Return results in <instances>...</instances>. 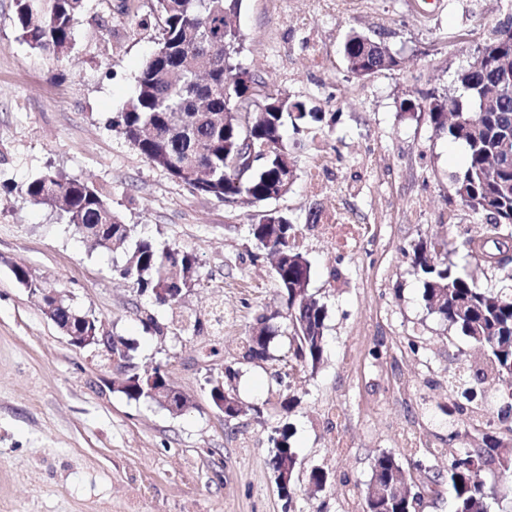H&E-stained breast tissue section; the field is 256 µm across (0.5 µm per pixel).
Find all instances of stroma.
<instances>
[{"label":"stroma","instance_id":"obj_1","mask_svg":"<svg viewBox=\"0 0 512 512\" xmlns=\"http://www.w3.org/2000/svg\"><path fill=\"white\" fill-rule=\"evenodd\" d=\"M85 0L61 55L23 40L14 0H0V512H362L358 488L379 454L446 471L465 438L448 381L485 365L467 337L423 300L413 268L419 240L460 245L484 221L455 197L451 177L466 147L436 132L403 100L454 96L458 72L493 29L512 24V0H330L311 32L294 25L309 0H243L240 62L266 91L324 112L289 134L297 179L258 207L198 193L148 162L113 128L159 38L151 0ZM381 41L402 66L354 77L342 53L348 33ZM327 66L312 65L306 38ZM324 152L336 182L307 189ZM99 189L133 239L179 247L196 259L181 304L160 306L121 277V255L94 248L60 212L26 196L45 171ZM296 224L311 265L309 292L326 311L323 359L287 371L286 305L265 253L249 232L258 209ZM367 225L357 252L333 249L313 222L332 209ZM26 267L43 286L129 347L125 364L71 344L37 295L14 279ZM205 328L194 331L191 318ZM269 326V358L237 364L232 385L245 411L225 423L209 378L251 335ZM166 370L189 399L172 414L118 391L123 366ZM471 439L512 444L501 416L512 392L486 374L473 398ZM297 455V491L284 508L269 464L275 429ZM425 449L406 453L408 433ZM328 474L308 486L312 469Z\"/></svg>","mask_w":512,"mask_h":512}]
</instances>
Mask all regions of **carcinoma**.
Returning a JSON list of instances; mask_svg holds the SVG:
<instances>
[{
	"instance_id": "1",
	"label": "carcinoma",
	"mask_w": 512,
	"mask_h": 512,
	"mask_svg": "<svg viewBox=\"0 0 512 512\" xmlns=\"http://www.w3.org/2000/svg\"><path fill=\"white\" fill-rule=\"evenodd\" d=\"M242 0H153L160 21L156 49L144 61L134 96L117 120L127 140L153 165L188 185L191 173L205 176L207 191L218 199L245 196L253 203L289 188L296 164L283 127L292 123H319L322 113L300 101L275 96L241 68L236 24ZM83 0H16V15L23 39L31 48L57 55L72 39L73 21ZM483 64L458 75L462 93L434 97L423 105L408 99L405 113L426 112L438 132L465 144L467 160L452 176V190L462 206L487 219L485 231L464 242L467 256L487 268H496L493 256L512 249V26L493 31L481 48ZM348 70L358 78L400 66L402 58L369 36L350 33L343 43ZM269 149L265 165L244 181L228 168V158L242 151L246 138ZM26 196L59 209L69 224L105 227L104 238L124 254L120 274L132 280L138 292L154 294L167 287L170 270H194L196 257L177 247L160 248L149 240L125 248L129 228L112 205L92 185L47 171L23 187ZM252 237L274 238L278 260L276 287L288 310V366L316 368L323 354L326 311L313 297L307 303L294 290L309 286L311 267L296 245L297 229L284 215L250 225ZM445 239L419 241L413 248L414 268L423 280V297L462 335L486 350L490 370L512 376V293L481 288L448 258ZM303 315L296 324L293 314ZM59 321H80L98 331L96 318L75 309L61 308ZM512 468V448L500 442L464 448L453 457L448 471L424 472L425 486H448L454 512H488L496 486L481 477L488 461ZM415 482L391 452L374 459L372 477L363 494L370 512H416L417 501L396 495L373 496L376 486L403 480Z\"/></svg>"
}]
</instances>
